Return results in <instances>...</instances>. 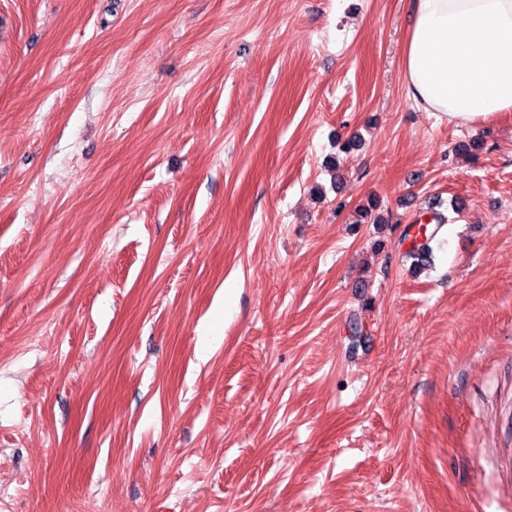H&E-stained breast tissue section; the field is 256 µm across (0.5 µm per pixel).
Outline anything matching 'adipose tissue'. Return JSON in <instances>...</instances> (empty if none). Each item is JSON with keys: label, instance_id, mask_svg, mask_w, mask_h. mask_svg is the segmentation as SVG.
Returning <instances> with one entry per match:
<instances>
[{"label": "adipose tissue", "instance_id": "adipose-tissue-1", "mask_svg": "<svg viewBox=\"0 0 512 512\" xmlns=\"http://www.w3.org/2000/svg\"><path fill=\"white\" fill-rule=\"evenodd\" d=\"M408 93L455 124L512 112V0H412Z\"/></svg>", "mask_w": 512, "mask_h": 512}]
</instances>
